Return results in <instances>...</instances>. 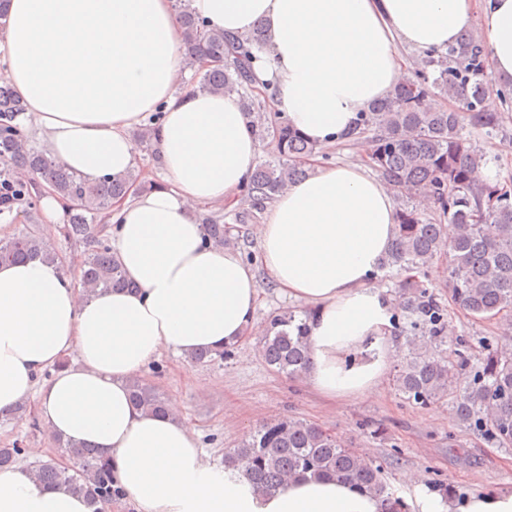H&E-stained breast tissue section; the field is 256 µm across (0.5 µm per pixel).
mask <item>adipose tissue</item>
Here are the masks:
<instances>
[{"label":"adipose tissue","instance_id":"1","mask_svg":"<svg viewBox=\"0 0 512 512\" xmlns=\"http://www.w3.org/2000/svg\"><path fill=\"white\" fill-rule=\"evenodd\" d=\"M215 29L263 25L256 88L275 84L277 111L320 146L401 83L396 46L443 50L481 18L491 64L512 79V0H191ZM182 27L174 0H9L0 70L27 105V124L67 168L94 180L137 160L134 127L157 106L167 186L114 201L112 247L133 286L87 299L61 267L0 265V412L36 395L56 436L112 462L134 512H392L386 498L327 476L257 491L237 470L208 465L187 426L134 404L127 382L162 352L240 342L255 328V273L206 243L197 208L234 207L263 141L235 94L178 86ZM92 69L60 92L62 58ZM275 197L253 235L276 288L311 314L307 382L322 398L377 397L395 349L393 298L379 283L395 240L394 197L367 165L325 166ZM77 354L73 367L62 366ZM420 512H512V489L421 494ZM0 512H92L87 500L0 471Z\"/></svg>","mask_w":512,"mask_h":512}]
</instances>
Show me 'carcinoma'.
<instances>
[{
	"instance_id": "1",
	"label": "carcinoma",
	"mask_w": 512,
	"mask_h": 512,
	"mask_svg": "<svg viewBox=\"0 0 512 512\" xmlns=\"http://www.w3.org/2000/svg\"><path fill=\"white\" fill-rule=\"evenodd\" d=\"M182 19V59L198 76L205 93H235L259 131L274 147L271 158L257 163L243 197L260 209L305 178L306 160L321 148L289 125L281 112L255 111L260 104L253 89V50L264 46L260 27L245 36L211 28L195 16L190 0H178ZM490 66L484 37L463 33L448 50L428 53L406 72L405 81L386 98L360 114L345 142L372 146L369 162L403 200L397 209L395 242L384 266L399 271L397 309L407 321L405 345L409 357L396 372L397 389L419 405H430L454 386L452 409L459 422L486 433L493 441L512 445V337L485 354L473 375L460 378L454 368L470 364V346L460 341L446 350L448 323L443 306L423 283L427 269L448 256V285L453 300L475 319L512 313V181H492L484 170L494 158L477 145L469 128L496 133L502 116L487 112L489 89L479 80ZM455 101L458 106L447 107ZM25 103L9 81L0 80V221L19 216L30 226L0 240V264L40 259L60 262L59 254L32 227L36 203L48 189L67 200L64 237L83 247L79 282L86 297L114 288H132L112 249L108 225L99 218L131 187L159 189L145 183L133 168L95 181L69 171L45 148L33 144L25 125ZM164 121L163 107L151 113L139 137L155 164H160L156 137ZM222 218L203 215L205 240L230 243ZM309 314L286 311L273 316L266 328L262 356L275 371L291 378L309 366ZM132 401L158 415L168 413L164 393L138 378L129 381ZM56 452L74 461L62 466L50 459L34 476L45 484L84 495L104 512L107 502L121 496L112 464L96 449L73 441H57ZM256 490L274 494L298 475L329 476L383 496L388 493L380 466L345 447L323 427L302 419H277L264 424L224 456Z\"/></svg>"
}]
</instances>
